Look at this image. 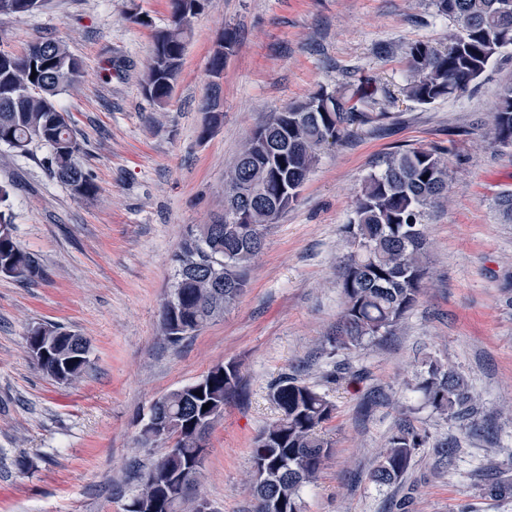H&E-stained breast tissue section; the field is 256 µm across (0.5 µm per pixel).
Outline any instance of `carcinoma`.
I'll use <instances>...</instances> for the list:
<instances>
[{"label": "carcinoma", "instance_id": "obj_1", "mask_svg": "<svg viewBox=\"0 0 512 512\" xmlns=\"http://www.w3.org/2000/svg\"><path fill=\"white\" fill-rule=\"evenodd\" d=\"M170 23L157 31L151 63L142 84L144 95L160 106L170 100L181 69L192 19L203 0H168ZM437 10L457 22L448 48L412 44L407 51L409 80L402 93L419 104L458 96L476 81L506 46H512V3L509 0H435ZM44 0H8L7 14L30 13ZM84 77L80 60L63 41L44 38L18 55L0 50V145L18 155L32 143L50 148L46 163L53 176L80 199H90L96 186L79 164L80 145L70 116L56 97L75 90ZM383 84L368 80L351 95L320 90L288 111L274 112L247 139L224 179V206L247 215L238 225L207 224L186 240L176 255L173 290L178 304H164L161 330L177 344L196 335L233 305L246 286L247 269L264 245L263 230L297 200L293 190L314 166L318 150L385 113L363 107ZM218 94L202 104V133L218 123ZM494 141L512 146V85L491 113ZM448 193V158L435 148L416 147L389 152L382 169L369 174L361 187L354 216L344 232L350 251L340 260L343 296L339 334L331 339L337 350H351L390 334L414 308L426 274V242L422 222L426 210ZM10 191L0 186V275L31 282L40 274L36 260L16 241L10 214L4 210ZM27 341L47 348L36 367L55 381L74 385L90 366V342L57 324L30 329ZM434 410L467 421L475 398L461 376L431 363L418 383ZM239 369L218 364L203 378L158 398L150 411L170 420L164 436L146 429L144 444L163 445V455L140 475V486L122 512H183L193 503L201 484L204 455L199 442L224 412V404L240 395ZM271 399L279 415L256 438L253 461H262L275 481L261 488L254 483L253 512H264L263 500L279 503L277 512H302L300 491L314 481L330 454L324 432L333 405L310 385L285 375L273 386ZM208 409H203V405ZM424 437L409 426L393 434L370 474L372 482L389 485L407 470Z\"/></svg>", "mask_w": 512, "mask_h": 512}]
</instances>
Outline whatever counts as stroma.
Masks as SVG:
<instances>
[{
	"label": "stroma",
	"mask_w": 512,
	"mask_h": 512,
	"mask_svg": "<svg viewBox=\"0 0 512 512\" xmlns=\"http://www.w3.org/2000/svg\"><path fill=\"white\" fill-rule=\"evenodd\" d=\"M168 17L167 0H45L0 16V49L19 54L53 36L82 61L80 89L58 105L97 187L74 198L48 171V146L23 156L0 146L15 237L42 270L32 282L0 276V512H122L136 469L163 453L139 442L152 402L229 362L242 394L210 431L199 487L214 512H250L255 440L277 416L269 390L284 373L334 406L333 448L301 491L303 512H512V491L488 492L512 488V224L497 206L512 192V147L489 134L512 49L463 94L420 105L401 93L406 51L444 47L455 27L434 0H205L160 107L142 83ZM227 28L236 42L216 81L208 61ZM367 77L389 89L367 106L383 120L321 150L297 201L265 229L237 302L196 336L167 342L159 313L175 255L189 231L223 222L225 172L256 126ZM215 85L222 117L205 136L200 104ZM419 145L450 150L448 198L423 220L422 294L378 344L333 350L357 192L386 153ZM47 322L90 340L79 383L35 367L26 338ZM429 360L465 378L472 421L435 412L416 391ZM405 424L426 443L397 482L372 483Z\"/></svg>",
	"instance_id": "35a3bbf8"
}]
</instances>
